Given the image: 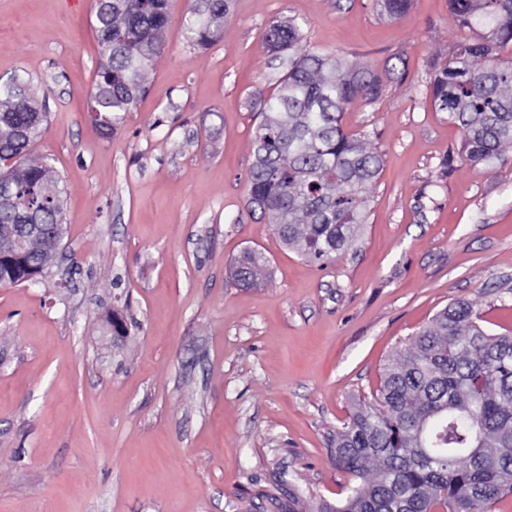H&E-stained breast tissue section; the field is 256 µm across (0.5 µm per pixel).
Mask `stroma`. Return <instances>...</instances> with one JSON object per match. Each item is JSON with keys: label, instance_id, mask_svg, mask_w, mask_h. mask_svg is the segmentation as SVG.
I'll return each mask as SVG.
<instances>
[{"label": "stroma", "instance_id": "obj_1", "mask_svg": "<svg viewBox=\"0 0 512 512\" xmlns=\"http://www.w3.org/2000/svg\"><path fill=\"white\" fill-rule=\"evenodd\" d=\"M186 5L105 135L87 112L95 0H0V78L27 79L47 114L34 153L66 226L37 282L0 286V512H315L346 496L336 431L394 350L457 300L512 332V148L470 164L430 97L460 35L448 0L396 21L378 0H233L204 49ZM288 17L384 83L343 118L382 158L367 222L322 267L246 207L281 75L263 38ZM248 249L268 271L241 288L229 265Z\"/></svg>", "mask_w": 512, "mask_h": 512}]
</instances>
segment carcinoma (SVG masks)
Listing matches in <instances>:
<instances>
[{"label":"carcinoma","mask_w":512,"mask_h":512,"mask_svg":"<svg viewBox=\"0 0 512 512\" xmlns=\"http://www.w3.org/2000/svg\"><path fill=\"white\" fill-rule=\"evenodd\" d=\"M232 0H190L183 14L185 40L205 46ZM409 0H381L383 13L402 17ZM170 0H112L95 13L101 50L88 96L91 120L107 134L123 122L144 91V77L164 51ZM454 22L467 31L436 72L430 95L436 110L461 131L462 152L491 165L512 145V0H448ZM293 20L269 26L265 46L288 53L286 72L266 102L252 142L247 206L273 219L287 248L324 265L350 250L366 223L369 190L381 156L347 133L344 112L371 102L383 84L373 67H358L302 46ZM45 130L32 91L0 87V248L11 245L23 223L11 203L28 198L34 221L60 219L45 195L62 198L51 168L33 156ZM18 275L47 267L53 241L29 237L18 246ZM267 267L255 250L235 260L240 287L254 285ZM331 459L357 480L338 507L317 512H497L512 495V334H490L469 302L457 301L397 349L385 364L380 387L360 400L336 430Z\"/></svg>","instance_id":"1"}]
</instances>
